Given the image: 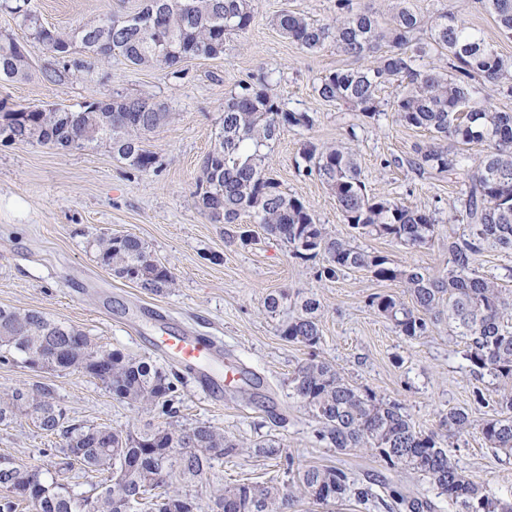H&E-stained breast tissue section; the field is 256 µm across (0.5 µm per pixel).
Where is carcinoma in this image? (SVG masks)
Returning a JSON list of instances; mask_svg holds the SVG:
<instances>
[{"label": "carcinoma", "instance_id": "obj_1", "mask_svg": "<svg viewBox=\"0 0 512 512\" xmlns=\"http://www.w3.org/2000/svg\"><path fill=\"white\" fill-rule=\"evenodd\" d=\"M384 2L390 13L385 21L370 9L354 8L353 0H336V18L330 23L285 11L275 25L306 51L333 44L347 57L373 59L369 66L322 76L315 90L322 99L371 119L385 106L378 91L396 86L390 102L395 121L430 133L409 161L415 168L457 174L464 168L467 146L487 145L474 161L462 201L469 233L448 238V273L435 276L418 267L401 268L385 256L338 239L316 222L302 201L282 192L265 169L267 149L284 128L309 130L314 118L284 108L269 92L266 75L257 82H241L238 92L224 99L220 131L202 159L195 196L212 224H237L246 216L281 241L290 257L322 258L321 274L327 279L345 270L367 269L380 281L401 283L412 305L391 295L372 298V305L404 336H425L448 315V327L464 342L470 370L503 384L498 410L485 421L481 434L489 447L512 452V331L504 324L512 319V296L494 279L471 269L474 256L487 248L512 250V113L484 105L489 92L512 96V58L498 53L453 12L426 22L410 0ZM29 3L0 0V7L21 19L33 47L55 53L78 42L99 60L119 56L147 68L172 69L187 57L218 56L224 53L226 36L245 32L254 20V0H144L137 12L121 20L86 25L69 35L41 24ZM484 5L500 36L512 39V0H484ZM18 47L14 38L0 35V79L29 77V55ZM79 66L66 56L45 70L43 78L62 84ZM172 119L164 102L144 96L118 94L99 112L91 102L72 110L11 107L1 101L0 139L35 141L62 151L106 143L129 167L147 172L155 168L157 156L143 147L142 135ZM296 171L327 186L343 219L360 236L390 237L414 247L433 238L436 213L370 195L357 156L347 148L309 141L299 152ZM97 252L115 276L146 292L160 294L174 283L172 273L152 259L134 235L100 238ZM264 309L281 316L284 340L309 347L319 343L321 303L315 296L294 299L282 290L265 298ZM1 351L25 364L86 373L105 384L116 399L172 417L177 373L143 358L102 350L82 331L39 310L0 306ZM288 390L317 422V440L329 447L370 448L387 464L432 479L439 495L460 512H512V500L496 497L457 466L439 434L416 429L396 403L351 386L331 364L308 359L294 372ZM19 413L60 438L63 468L77 464L103 475L93 489L94 512H128V497L150 492L149 512H200L196 498L170 490L172 475L201 478L214 462L238 448L204 423L176 427L149 421L126 432L87 426L66 418L47 400L44 388L0 396V423ZM441 426L450 434H462L470 427L468 414L450 410ZM286 470L293 478L282 487L245 482L223 486L212 512H290L301 498L328 504L349 495L368 497L367 489L353 488L348 474L337 467L296 471L288 459ZM31 485L38 490L29 497L1 496L0 512H16L20 501L30 512H79L84 492L48 480L36 466L0 458V488ZM390 498L398 512L433 509L430 499L410 497L398 487L390 490Z\"/></svg>", "mask_w": 512, "mask_h": 512}]
</instances>
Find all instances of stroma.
<instances>
[{
  "instance_id": "stroma-1",
  "label": "stroma",
  "mask_w": 512,
  "mask_h": 512,
  "mask_svg": "<svg viewBox=\"0 0 512 512\" xmlns=\"http://www.w3.org/2000/svg\"><path fill=\"white\" fill-rule=\"evenodd\" d=\"M142 4L30 0L31 10L46 26L69 33L103 18L132 14ZM411 5L433 17L454 12L498 52L512 56V41L499 35L480 0H411ZM284 11L326 22L336 13V0H255L252 25L227 39L223 55L185 59L175 75L135 68L120 57L100 62L79 48L75 56L83 67L73 70L67 83L53 85L43 80L42 72L55 58L35 48L29 78L0 80V100L11 106L75 108L86 101L109 100L119 91L155 97L175 114L171 123L144 139L158 159L147 173L131 170L106 144L60 152L35 142L0 141V306L40 310L82 330L97 347L178 370L179 425L207 423L240 444L236 455L215 462L207 479L175 478V487L196 496L202 512H211L222 484L286 483L282 466L257 451L268 439L277 440L282 455L297 466L341 468L372 493L367 501L351 497L327 506L303 500L296 512H385L379 501L394 486L429 498L433 512H448L447 498L429 478L387 468L374 452L362 448L340 452L317 441L316 422L289 398L287 387L296 368L313 356L331 363L354 387L398 403L418 429L440 431L449 410H465L471 428L448 436L449 453L497 495L510 497L512 452L488 447L481 435L483 422L496 412L498 386L490 377L470 372L464 345L449 336L447 321H440L429 335L402 336L372 304L377 295L403 297L400 283L376 280L362 269L322 278L321 259H292L281 242L259 228L254 240L241 242L237 225L210 223L196 204L200 164L214 146L225 98L237 91L239 82L269 74L271 89L286 108L314 118L311 129L282 131L269 151V168L282 191L304 201L333 235L346 239L351 234L334 198L326 185L295 170L294 159L308 140L354 151L369 194L436 214V233L425 247L366 236L357 241L362 249L385 255L395 265L439 275L448 269L449 237L468 232L466 224L454 219L464 191L462 179L437 177L407 164L416 145L428 140V132L396 123L389 110L364 120L320 98L315 88L322 76L358 61L332 46L318 52L301 49L274 24ZM126 234L142 239L153 258L172 272L173 288L151 294L100 264L97 238ZM283 289L320 300L321 339L316 347L286 342L277 319L264 313L265 297ZM163 321L214 337L224 348V361L260 376L263 386L256 389L241 381L213 389L208 396L199 393L196 371L175 367L156 350L153 340ZM43 387L69 418L83 423L126 431L149 419L89 375L35 372L18 361H0V392ZM58 443L24 415L0 424V456L20 466H40L59 483L90 490L98 481L96 473L77 466L60 471Z\"/></svg>"
}]
</instances>
